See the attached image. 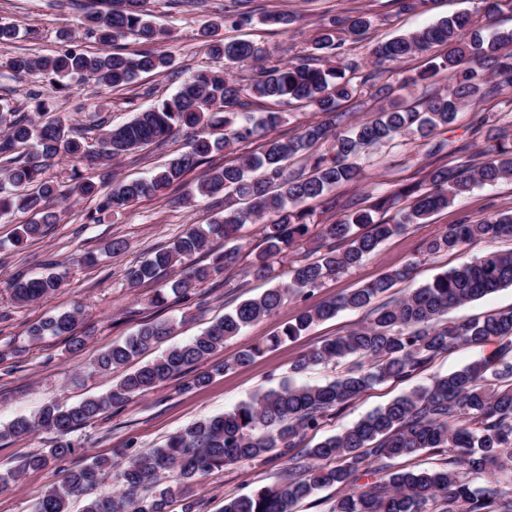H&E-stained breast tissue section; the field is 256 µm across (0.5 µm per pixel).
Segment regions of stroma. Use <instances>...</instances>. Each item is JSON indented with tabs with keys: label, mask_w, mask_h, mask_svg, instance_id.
<instances>
[{
	"label": "stroma",
	"mask_w": 512,
	"mask_h": 512,
	"mask_svg": "<svg viewBox=\"0 0 512 512\" xmlns=\"http://www.w3.org/2000/svg\"><path fill=\"white\" fill-rule=\"evenodd\" d=\"M229 4L230 0H200L196 8L183 12L171 7L168 0H150L154 21L168 33L163 48L174 59L172 68L160 75L144 76L120 90H105L96 97L89 85L79 81L70 82L65 93L53 92L41 76H12L6 64L11 57L23 53L53 54L62 45L61 31L76 30L87 8L111 9V0H0V22L15 24L21 31L20 39L0 44V98L7 100L13 110L25 112L29 109V93H43L52 103L55 118L72 127L84 128L86 138L95 140L96 130L86 126V118L93 109H100L109 124L118 125L158 98L174 94L190 73L222 67V60L209 54L199 32L203 26L223 16ZM254 6L263 12L284 11L297 17L287 29L258 23L241 32L242 37L265 46L281 61L304 53L309 38L320 24L358 9L369 11L374 19L371 34L367 40L351 44L349 51L351 57L366 66L376 43L397 32L417 30L456 11L473 8L474 0H428L424 7L412 13L398 12L393 0H254ZM428 62V56L416 55L386 65L380 80L402 88L407 102L419 101L425 94L447 88L452 81L451 75L445 74L402 87L403 77L425 69ZM510 110L512 101L503 96L464 108L458 112L448 137L467 143L469 153H477L486 135L495 134L498 129L493 121L495 114ZM186 142V135H178L163 147L151 146L122 158L109 170L86 162L76 166L65 158L56 161L49 173L65 185L72 167L76 166L85 177L106 190L115 176L124 179L150 176L159 165L182 151ZM422 153V147L407 140L376 148L365 159L367 180L358 186L341 187L340 192L345 198L365 203L373 189L421 180L423 174L418 161ZM200 176V171H193L174 195L141 199L98 223L90 218L97 208V198L52 200L48 208L56 213V223L47 225L42 236L18 246L13 243L15 228L27 223L29 214L15 211L0 217V425L31 414L52 401L70 404L105 394L114 377L91 372L89 361L99 351L131 334L141 321L174 320L175 330L165 340L166 345L171 346L199 334L241 300L267 289V281L246 275L247 264L243 261L199 284L187 302L171 300L163 307L151 305L155 292L168 282L164 276L135 288L128 287L124 278L128 268L139 265L156 248L168 245L187 225L206 223L220 212L215 199L196 193ZM510 209L512 179L474 189L469 195L456 199L448 209L431 216L427 223L410 225L385 241L376 255L355 270L327 280L311 296L288 300L258 324L227 340L211 357V364L231 359L243 347L277 334L301 309L350 292L408 261L416 263L413 279L407 285L397 284L391 291L392 296H399L406 286L416 287L431 280L463 259L479 257L492 250L512 249L511 239L476 242L462 255L424 257L420 254L422 243L443 226L463 217L478 221ZM115 238L126 241L123 252L109 251L108 246ZM86 254L91 255V262H83ZM50 261L61 277L60 288L38 301L15 303L11 277L19 272L39 275ZM76 308L82 313L76 331L86 338L81 352H69L67 341L62 337L29 344L28 331L33 324ZM365 317L362 311L340 312L332 319L315 324L302 336L265 350L249 364L215 376L205 387L188 388L179 379L126 400L113 407L104 419L73 433L76 450L66 461L24 472L1 489L0 512H29L32 500L57 483L63 470L85 464L94 456L111 457L116 448L135 454L156 447L188 424L231 410L288 379L300 384L334 380L344 372V365H318L296 376L292 375L291 367L302 353L328 338L344 334ZM497 347L494 341L458 347L441 354L413 379L376 386L338 415L330 417L318 433L307 435L303 447L341 431L376 407L429 383L433 377L492 357ZM283 468L282 460L271 455L262 461L239 463L200 479L192 486L191 495L199 501L200 512H220L225 497L275 484Z\"/></svg>",
	"instance_id": "1"
}]
</instances>
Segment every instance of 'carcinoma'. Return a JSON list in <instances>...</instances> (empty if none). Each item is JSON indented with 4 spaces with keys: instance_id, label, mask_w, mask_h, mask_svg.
<instances>
[{
    "instance_id": "obj_1",
    "label": "carcinoma",
    "mask_w": 512,
    "mask_h": 512,
    "mask_svg": "<svg viewBox=\"0 0 512 512\" xmlns=\"http://www.w3.org/2000/svg\"><path fill=\"white\" fill-rule=\"evenodd\" d=\"M119 7L87 13L81 28L100 49L88 52L70 45L49 56L17 55L8 68L18 74H42L61 93L68 81L79 79L95 86L119 89L142 74L168 71L172 59L162 50L167 32L151 20L148 0H117ZM512 0H479V5L420 30L399 34L372 50L373 64L400 62L437 47L428 68L407 78L405 85L455 72L456 81L443 92L417 105L391 99L392 87L382 85L371 96L387 101L370 117L350 128L342 127V102L362 92L352 83L359 62L349 58L348 41L363 39L373 25L366 13L333 18L320 25L310 50L287 63L269 64L266 48L246 39L210 41L212 56L225 61V69H200L189 75L171 97L116 127L104 128L99 113L89 114L91 125L102 129L99 147L89 152L85 141L72 136L58 119H45L49 103L31 93L30 111L0 113V216L13 210L30 212L33 220L19 225L15 241L41 236L53 223L46 203L59 197L82 198L98 193L95 183L71 170L66 190L46 177L58 157L73 161L94 158L104 166L150 145H163L182 130L194 135L186 149L149 179L113 180L99 197L98 213L120 212L145 197H158L180 184L186 174L205 163L214 152L232 154L237 145L257 135L267 138L258 153H242L221 167L206 170L196 184L201 196L224 194V214L207 224H191L172 243L125 272L132 286L179 270L171 293L157 291L155 306L167 304L169 295L191 299L196 286L238 261L243 245L236 244L246 224L261 225L263 247L255 252L248 273L275 285L255 298L240 302L191 340L168 349L152 362L134 370L124 367L170 335L174 322L147 321L129 336L97 354L91 369L99 373L121 371L102 396L76 404H49L29 417L0 426V439H21L50 432L54 440L44 451L23 456L18 469L0 474V487L28 469L63 462L74 452L71 434L104 418L114 404L153 390L210 358L224 341L240 335L285 304L305 297L323 282L357 267L379 246L411 224H422L448 208L456 198L478 186L512 178V136L488 137L475 164L421 166L419 184L378 189L372 204L357 207L334 195L336 188L360 184L369 178L361 159L374 147L408 139L426 147L425 156L448 153L443 137L458 110L477 105L486 97L512 99V28L485 34L488 20ZM250 12H226L203 32L240 29L251 24ZM138 36L145 47L130 54L121 41ZM256 64V75L244 86L230 76V68ZM500 77L490 83L491 76ZM254 99H268L281 107L301 104L321 115L303 125L300 134L284 140L269 135L281 122L279 112L249 111ZM224 129L211 138L209 130ZM330 143L319 152L316 146ZM304 158L300 170L286 162ZM321 212L348 209L345 219L315 223L308 203ZM395 210L393 222L377 218ZM317 224L323 245L290 263L288 282H279L276 264L309 239ZM213 238L229 247L212 255L207 265L187 266L185 260L201 251ZM512 238V211L472 221L466 217L443 227L421 245L424 255L464 253L475 241ZM415 262L392 269L348 294L303 309L295 322L277 335L252 344L211 370L197 374L194 387H204L213 375L245 364L265 349L295 339L313 324L333 318L342 310L368 311L361 325L342 336L323 341L303 353L293 365L300 373L312 366L350 361L346 373L324 385L283 383L260 392L209 419L187 425L159 448L127 455L118 462L93 457L86 465L66 471L59 484L46 489L31 512H70L72 500L83 497L109 476L122 491L99 493L87 499L83 512H170L182 501V512H197L191 484L210 473L243 461H255L274 452L285 461L278 483L261 486L224 500L222 512H295L296 504L323 488L337 491L328 512H512V308L481 319L448 321V310L512 288V249L496 250L436 275L398 298L380 301L397 284L411 280ZM60 287L53 273L12 280L13 298L19 304L37 301ZM79 310L50 316L29 331V340L65 336L71 352L81 351L86 339L75 332ZM491 339L502 341L497 360L482 359L461 370L437 376L387 405L367 414L345 430L325 438L299 454L303 438L323 420L344 409L374 386L388 380L405 381L422 371L440 354L460 346H479ZM430 451L441 456L439 466L415 470L391 468V461ZM367 478L360 483L361 478Z\"/></svg>"
}]
</instances>
